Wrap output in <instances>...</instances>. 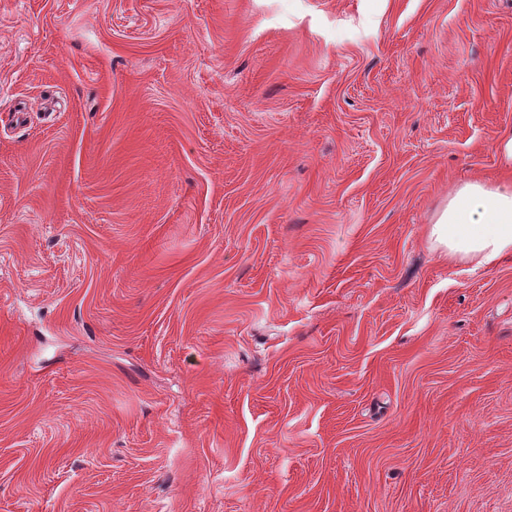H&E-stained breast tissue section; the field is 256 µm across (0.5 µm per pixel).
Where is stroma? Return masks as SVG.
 <instances>
[{"instance_id":"obj_1","label":"stroma","mask_w":512,"mask_h":512,"mask_svg":"<svg viewBox=\"0 0 512 512\" xmlns=\"http://www.w3.org/2000/svg\"><path fill=\"white\" fill-rule=\"evenodd\" d=\"M512 0H0V512H512ZM431 236L451 259L488 266L512 258V182L475 181L458 187L448 196Z\"/></svg>"}]
</instances>
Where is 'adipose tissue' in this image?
Instances as JSON below:
<instances>
[{
  "label": "adipose tissue",
  "instance_id": "1",
  "mask_svg": "<svg viewBox=\"0 0 512 512\" xmlns=\"http://www.w3.org/2000/svg\"><path fill=\"white\" fill-rule=\"evenodd\" d=\"M431 235L452 259L488 266L512 258V182L475 181L458 187Z\"/></svg>",
  "mask_w": 512,
  "mask_h": 512
}]
</instances>
